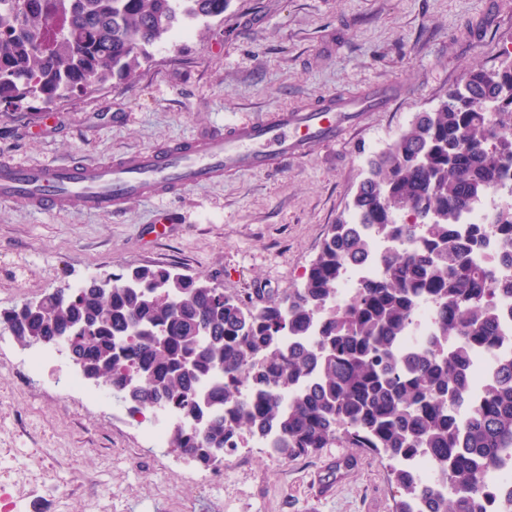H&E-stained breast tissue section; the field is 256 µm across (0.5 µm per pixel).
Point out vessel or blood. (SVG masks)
<instances>
[{"label": "vessel or blood", "mask_w": 512, "mask_h": 512, "mask_svg": "<svg viewBox=\"0 0 512 512\" xmlns=\"http://www.w3.org/2000/svg\"><path fill=\"white\" fill-rule=\"evenodd\" d=\"M391 93L373 88L328 95L308 110L277 109L265 120L230 124L202 138L144 149L107 162L24 164L0 160V203L21 201L39 213L82 209L120 214L133 200L162 199L246 172L258 173L335 144L360 113L383 112Z\"/></svg>", "instance_id": "b4317fda"}]
</instances>
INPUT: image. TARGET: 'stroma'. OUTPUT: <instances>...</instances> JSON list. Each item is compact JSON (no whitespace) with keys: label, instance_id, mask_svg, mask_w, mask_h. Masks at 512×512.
Instances as JSON below:
<instances>
[{"label":"stroma","instance_id":"1","mask_svg":"<svg viewBox=\"0 0 512 512\" xmlns=\"http://www.w3.org/2000/svg\"><path fill=\"white\" fill-rule=\"evenodd\" d=\"M486 0H230L224 19L154 49L125 81L55 105L0 113V156L100 162L166 146L226 122L321 96L392 88L391 111L364 113L330 147L281 171L245 173L176 199L128 203L122 216L42 214L0 203V310L101 272L164 265L242 296L299 283L330 224L346 213L367 160L433 109L472 67L512 59V0L479 40L463 32ZM168 217L166 237L151 224ZM31 349L0 330V465H24L35 496L0 484L16 512H393L387 469L335 443L283 460L245 439L219 467L145 439L123 404L64 394L70 358L31 377Z\"/></svg>","mask_w":512,"mask_h":512}]
</instances>
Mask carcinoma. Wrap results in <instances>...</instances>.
Returning <instances> with one entry per match:
<instances>
[{
	"mask_svg": "<svg viewBox=\"0 0 512 512\" xmlns=\"http://www.w3.org/2000/svg\"><path fill=\"white\" fill-rule=\"evenodd\" d=\"M229 0H0V112L51 105L132 77L150 50ZM512 171V62L473 68L369 161L351 215L331 226L304 280L275 297H238L205 275L165 267L103 274L0 312L16 341L79 338L86 376L112 387L130 414L176 415L168 445L203 466L245 436L272 435L283 459L332 442L367 448L400 490L395 512H486L487 474L512 457V358L473 393L479 353L503 336L512 296V211L489 224L462 214ZM394 243L355 295L336 301L351 264L369 256L365 230ZM500 244L482 254L490 238ZM435 304L428 344L400 341L418 302ZM443 480L422 492L411 461Z\"/></svg>",
	"mask_w": 512,
	"mask_h": 512,
	"instance_id": "carcinoma-1",
	"label": "carcinoma"
}]
</instances>
